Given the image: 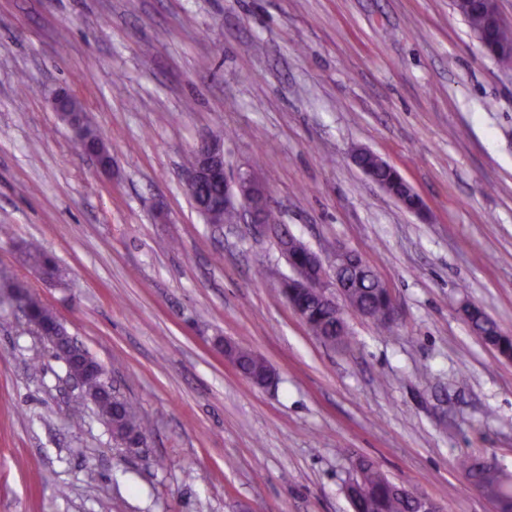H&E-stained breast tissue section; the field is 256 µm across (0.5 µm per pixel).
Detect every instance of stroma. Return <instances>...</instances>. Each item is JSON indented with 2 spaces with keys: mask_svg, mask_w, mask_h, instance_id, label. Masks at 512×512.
<instances>
[{
  "mask_svg": "<svg viewBox=\"0 0 512 512\" xmlns=\"http://www.w3.org/2000/svg\"><path fill=\"white\" fill-rule=\"evenodd\" d=\"M67 90L112 150L102 170L50 102ZM221 140L274 229L209 224L187 160ZM367 148L423 199L356 167ZM358 254L383 329L344 314L330 349L288 303L280 239ZM67 272L50 283L17 246ZM0 271L51 308L133 401L116 447L46 341L0 307V512H352L358 459L443 512H496L456 461L512 473V67L452 0H0ZM263 355L258 387L224 341ZM18 249L23 261L35 269H45L56 279L61 278V270L53 257L49 255L40 245L35 242H24ZM473 330L483 342L501 357H512V336L501 332L498 325L479 307L473 313Z\"/></svg>",
  "mask_w": 512,
  "mask_h": 512,
  "instance_id": "35a3bbf8",
  "label": "stroma"
}]
</instances>
